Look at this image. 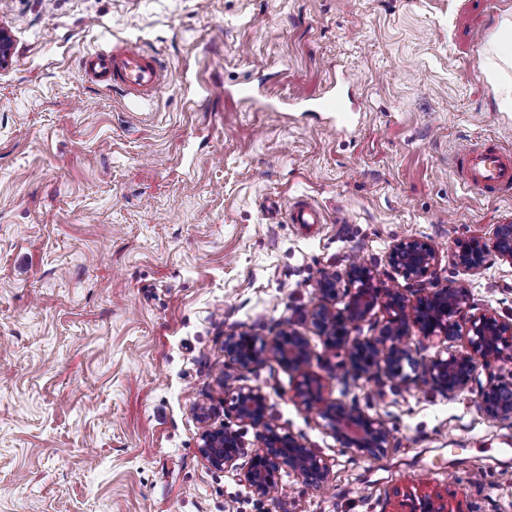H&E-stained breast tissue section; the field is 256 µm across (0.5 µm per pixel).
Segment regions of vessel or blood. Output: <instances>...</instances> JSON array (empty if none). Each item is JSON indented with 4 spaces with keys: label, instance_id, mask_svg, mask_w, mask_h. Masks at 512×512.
Instances as JSON below:
<instances>
[{
    "label": "vessel or blood",
    "instance_id": "vessel-or-blood-1",
    "mask_svg": "<svg viewBox=\"0 0 512 512\" xmlns=\"http://www.w3.org/2000/svg\"><path fill=\"white\" fill-rule=\"evenodd\" d=\"M81 72L85 79L99 87L141 100L151 97L163 81L162 67L156 57L128 44L85 54L81 59ZM349 97V92L340 85L311 100L295 99L294 105L303 112H334L344 116L349 112ZM455 168L457 176L468 187L496 197L512 195V152L496 143L459 149ZM288 221L319 224L323 216L313 204L300 200L289 207Z\"/></svg>",
    "mask_w": 512,
    "mask_h": 512
}]
</instances>
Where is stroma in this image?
<instances>
[{"instance_id":"35a3bbf8","label":"stroma","mask_w":512,"mask_h":512,"mask_svg":"<svg viewBox=\"0 0 512 512\" xmlns=\"http://www.w3.org/2000/svg\"><path fill=\"white\" fill-rule=\"evenodd\" d=\"M508 17L512 0H0L14 41L0 68V512H392L397 491L425 484L512 512V425L478 407L488 374L512 373V347L448 399L352 378L345 350L303 318L320 274L353 261L412 294L386 261L406 237L437 251L439 287L468 290L461 325L512 315V264L452 261L512 218V197L474 195L451 173L462 144L512 145L487 67ZM116 43L164 62L150 100L81 75L86 53ZM342 75L358 108L347 131L287 110ZM244 77L280 111L226 95ZM300 198L325 223H289ZM287 323L309 335L327 396L382 419L389 448L340 447L275 359L229 365L227 336ZM228 381L265 394L328 486L286 478L260 499L208 465L204 426L256 446Z\"/></svg>"}]
</instances>
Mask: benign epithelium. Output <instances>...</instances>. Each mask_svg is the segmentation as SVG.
I'll list each match as a JSON object with an SVG mask.
<instances>
[{
    "label": "benign epithelium",
    "instance_id": "1",
    "mask_svg": "<svg viewBox=\"0 0 512 512\" xmlns=\"http://www.w3.org/2000/svg\"><path fill=\"white\" fill-rule=\"evenodd\" d=\"M512 264V224L495 225L488 238L477 236L454 253L457 266L469 272L483 269L490 257ZM438 262L434 248L417 238L395 242L387 254L393 272L406 281L417 283L411 299L395 288L374 286V271L360 262H352L345 271L355 285L345 307L333 302L339 296L340 280L324 273L317 281L319 300L306 313L315 334L330 349L347 350L349 369L356 377L371 376L382 370L397 387L425 384L451 398L473 382L479 364L496 359L503 347L512 346V318L494 312L482 313L470 321L466 349L419 359L411 347V332L419 338L441 345L461 337L456 316L470 303L464 288H438L427 276ZM383 308L386 320L377 336H351V329ZM225 356L237 367L249 369L272 357L300 373L295 397L307 410H317L326 429L342 447L367 457L389 447L391 432L385 422L353 404L325 396L321 378L309 373L310 341L299 331L286 327L270 340L236 331L225 340ZM231 410L236 418L256 429L258 447L247 453L241 435L229 428H205L198 445L201 456L214 469L238 472L240 479L259 498L273 496L281 488L286 474L320 487L329 482V469L322 459L296 436L284 430L269 414L266 396L261 390L244 385L227 387ZM479 409L492 422L512 421V373L509 377L491 375L480 389ZM393 512H470L460 500L448 499V491L428 485L396 492Z\"/></svg>",
    "mask_w": 512,
    "mask_h": 512
}]
</instances>
